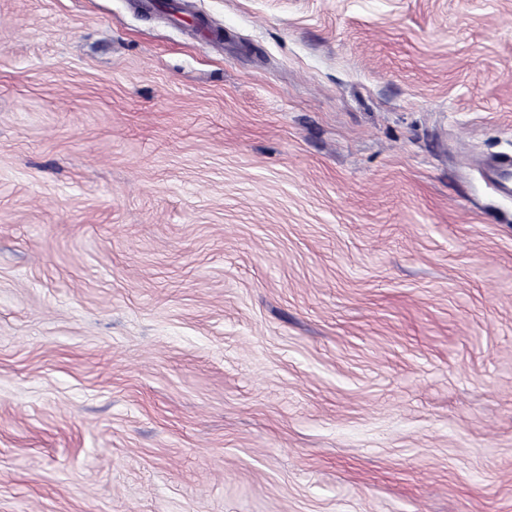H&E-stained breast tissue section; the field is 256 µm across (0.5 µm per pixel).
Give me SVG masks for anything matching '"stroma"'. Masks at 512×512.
<instances>
[{
  "instance_id": "1",
  "label": "stroma",
  "mask_w": 512,
  "mask_h": 512,
  "mask_svg": "<svg viewBox=\"0 0 512 512\" xmlns=\"http://www.w3.org/2000/svg\"><path fill=\"white\" fill-rule=\"evenodd\" d=\"M512 0H0V512H512Z\"/></svg>"
}]
</instances>
